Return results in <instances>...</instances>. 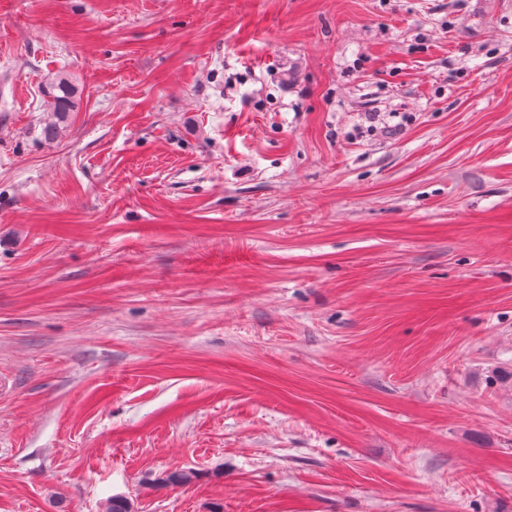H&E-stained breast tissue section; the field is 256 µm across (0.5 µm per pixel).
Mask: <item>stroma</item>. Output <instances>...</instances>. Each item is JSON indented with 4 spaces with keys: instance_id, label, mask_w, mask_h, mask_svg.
I'll list each match as a JSON object with an SVG mask.
<instances>
[{
    "instance_id": "35a3bbf8",
    "label": "stroma",
    "mask_w": 512,
    "mask_h": 512,
    "mask_svg": "<svg viewBox=\"0 0 512 512\" xmlns=\"http://www.w3.org/2000/svg\"><path fill=\"white\" fill-rule=\"evenodd\" d=\"M511 371L512 0H0V512H512ZM47 106L58 121L64 119L68 112H73L77 87L73 78L66 73H58L47 83Z\"/></svg>"
}]
</instances>
